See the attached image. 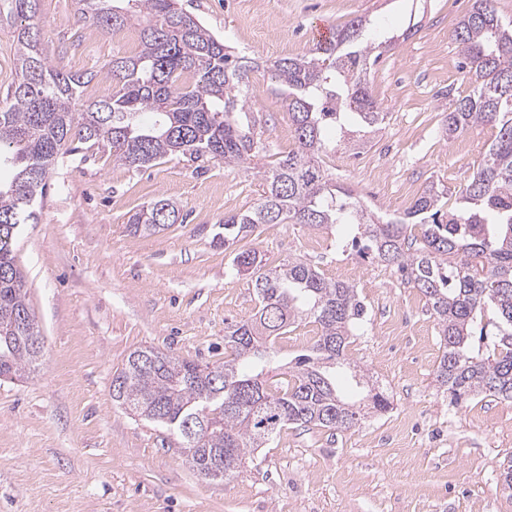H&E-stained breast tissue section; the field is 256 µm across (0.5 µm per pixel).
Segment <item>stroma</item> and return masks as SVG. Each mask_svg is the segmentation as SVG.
Returning <instances> with one entry per match:
<instances>
[{
    "instance_id": "1",
    "label": "stroma",
    "mask_w": 512,
    "mask_h": 512,
    "mask_svg": "<svg viewBox=\"0 0 512 512\" xmlns=\"http://www.w3.org/2000/svg\"><path fill=\"white\" fill-rule=\"evenodd\" d=\"M238 55L257 64L241 85L242 125L261 139L262 165L294 149L288 93L265 67L316 45L322 21L362 19L380 53L367 77L386 118L360 152L324 156L337 185L371 210L402 215L400 188L442 184L456 199L496 128L455 139L443 118L475 83L459 70L451 32L471 0H180ZM76 0H40L47 56L74 71L104 72L122 49L109 32L77 20ZM383 169L387 184L371 180ZM259 173L169 157L131 170L110 153L70 151L51 170L38 221L15 246L43 341L39 365L0 381V512H512L501 471L512 459V403L493 397L451 404L436 380L439 328L424 296L396 269L362 259L351 224L262 225L224 246L225 215L255 205ZM185 218L131 234L136 210L158 198ZM257 250L266 267L291 257L355 286L366 314L347 354L364 367L390 409L332 432L285 426L232 481L208 480L186 463L178 438L112 401L128 355L153 346L201 365L224 359V325L258 308L236 252ZM402 331L389 335V322Z\"/></svg>"
}]
</instances>
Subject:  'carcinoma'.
<instances>
[{
    "label": "carcinoma",
    "mask_w": 512,
    "mask_h": 512,
    "mask_svg": "<svg viewBox=\"0 0 512 512\" xmlns=\"http://www.w3.org/2000/svg\"><path fill=\"white\" fill-rule=\"evenodd\" d=\"M16 28L17 79L0 108V159L11 178L0 183V378L24 375L42 352L36 315L15 264L19 226L37 223L34 202L62 149L109 148L112 161L142 168L172 155L250 169L264 146L241 130L239 85L246 70L224 40L176 0H77L79 19L112 30L136 20L140 51L112 57L111 98L89 101L94 72L67 71L44 55L35 31L40 0H6ZM495 0H472L452 31L472 93L457 100L443 127L453 138L473 127L499 128L483 162L461 191L458 207L427 186L402 217L384 218L336 185L321 157L336 140L357 142L385 120L367 80L372 49L361 46V21L335 30L309 56L267 64L288 90L297 146L263 171L256 205L224 216V246L259 224H355L361 252L396 267L431 306L443 353L436 381L460 406L479 396L512 402V21ZM153 114L144 125L140 116ZM183 223L179 209L158 199L130 216V233L151 234ZM250 276L257 312L224 329V362L201 366L153 347L136 349L112 378V400L180 438V451L201 477L229 480L288 424L346 431L369 413L390 408L385 394L351 375L359 399L344 397L339 370L349 366L347 340L365 308L355 287L328 280L295 258L267 268L259 253L233 259ZM492 354L467 349L471 328L487 307ZM311 321L318 336L293 360L292 374L271 389L262 379L270 338Z\"/></svg>",
    "instance_id": "obj_1"
}]
</instances>
